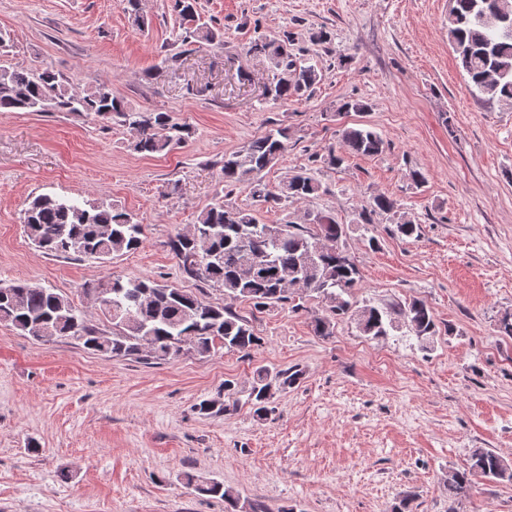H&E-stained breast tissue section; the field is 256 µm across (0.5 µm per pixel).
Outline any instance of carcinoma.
<instances>
[{"label": "carcinoma", "mask_w": 512, "mask_h": 512, "mask_svg": "<svg viewBox=\"0 0 512 512\" xmlns=\"http://www.w3.org/2000/svg\"><path fill=\"white\" fill-rule=\"evenodd\" d=\"M175 8L183 21L194 23L189 37L208 43L222 38L220 30L196 23V0H175ZM448 42L480 94L512 104V0H449ZM250 51L268 57L280 70L277 82L267 90L274 101L298 100L321 79L316 66L282 44L256 42ZM0 112H69L113 122L129 129L130 146L144 154L162 153L182 142L188 132L167 112L127 108L107 83L74 93L68 80L50 66H1ZM286 139L288 130L278 129L224 155V185L245 183L253 197L275 205L318 194L319 182L307 173L289 177L274 189L263 182L262 172L279 160ZM384 146L371 128L348 127L342 130L340 151L330 152L329 162L340 164L348 155H378ZM23 224L38 247L65 258L119 255L138 248L144 235L129 213L110 204L51 194L29 202ZM347 235L348 228L327 215L310 214L306 224H262L251 211L229 209L217 201L201 210L188 231L171 236L169 246L185 274L221 288L224 303L150 278L109 277L85 289L104 300L100 310L112 323V335L106 336L84 321L69 297L54 289L0 283V322L37 341L73 337L112 357L144 352L154 360L185 353L207 357L218 344L248 355L261 346V337L232 309L233 303L245 301L258 310H302L304 301L314 295L321 302V309L311 312L317 336L334 335L336 320L349 318L368 339L396 331L414 338L420 350H431L437 323L425 301L381 306L354 301L361 273L346 250ZM302 375L293 366L258 370L247 396L253 416L268 419L269 405L295 387ZM237 405L236 400H208L199 404V412L221 416ZM474 475L512 482V465L489 449H473L468 469L448 471V498L465 495ZM183 479L200 495L223 498L224 512H240V496L233 488L201 480L190 471L183 472Z\"/></svg>", "instance_id": "cac0c4a2"}]
</instances>
